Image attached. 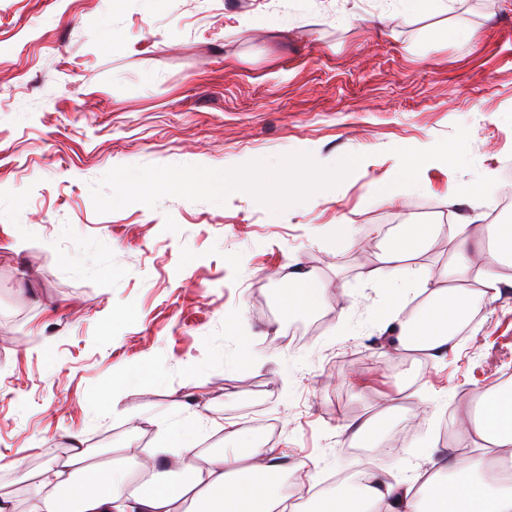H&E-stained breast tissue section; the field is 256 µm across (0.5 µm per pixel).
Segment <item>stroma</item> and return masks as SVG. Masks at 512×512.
<instances>
[{
  "label": "stroma",
  "mask_w": 512,
  "mask_h": 512,
  "mask_svg": "<svg viewBox=\"0 0 512 512\" xmlns=\"http://www.w3.org/2000/svg\"><path fill=\"white\" fill-rule=\"evenodd\" d=\"M436 145L450 158L418 170L427 191L387 202L407 150ZM298 153L320 189L284 204L261 184ZM488 170L483 207L448 206ZM511 174L512 0H0V456L18 464L0 488L66 431L119 457L195 403L204 454L226 424L274 420L309 495L423 472L448 418L512 379V286L446 355L395 361L370 273L387 227L512 217ZM297 268L328 306L284 320ZM390 395L410 410L387 420L390 457L350 453L345 420Z\"/></svg>",
  "instance_id": "1"
}]
</instances>
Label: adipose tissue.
I'll return each instance as SVG.
<instances>
[{
    "label": "adipose tissue",
    "instance_id": "ef3b65f1",
    "mask_svg": "<svg viewBox=\"0 0 512 512\" xmlns=\"http://www.w3.org/2000/svg\"><path fill=\"white\" fill-rule=\"evenodd\" d=\"M480 232L472 223L405 224L378 252L374 274L389 297L383 316L397 330L394 352L447 353L471 310L499 296L502 285H512V224L495 225L493 250L478 263L471 252ZM443 233L452 247L445 285L432 283L417 264ZM290 279L279 296L282 318L324 305L327 286L314 274L297 271ZM418 296L422 304L406 314ZM203 423L202 411H193L180 433L165 429L146 455L123 467L93 460L81 434L68 433L67 455L29 481L27 512H271L288 478L287 461L256 447L250 428L233 425L226 434L231 450L199 465L195 440ZM462 429L482 441V455L456 451L435 462L425 481L428 496L419 495L414 481L363 473L320 497L315 512H512V484L492 464L496 456L512 455V380L484 396Z\"/></svg>",
    "mask_w": 512,
    "mask_h": 512
}]
</instances>
